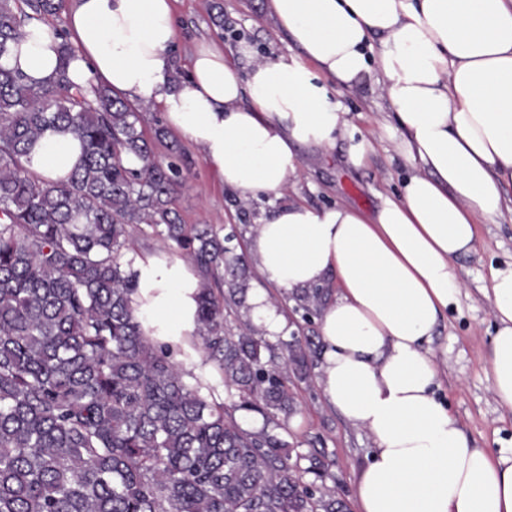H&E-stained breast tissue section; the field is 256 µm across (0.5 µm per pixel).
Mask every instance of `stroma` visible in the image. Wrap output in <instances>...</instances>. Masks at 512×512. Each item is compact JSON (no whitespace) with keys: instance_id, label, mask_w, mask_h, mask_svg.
Wrapping results in <instances>:
<instances>
[{"instance_id":"stroma-1","label":"stroma","mask_w":512,"mask_h":512,"mask_svg":"<svg viewBox=\"0 0 512 512\" xmlns=\"http://www.w3.org/2000/svg\"><path fill=\"white\" fill-rule=\"evenodd\" d=\"M224 10V26L211 20L212 2ZM177 27L172 76L181 82L188 76L187 58L200 43L219 39L225 54L239 42L254 46L264 56L288 52L292 41L270 21L266 0H172ZM331 96L340 104L348 122L347 133L338 135L334 149L313 146L297 149L300 172L280 197L261 195L249 200L225 188L200 154L182 146L184 185L175 207L187 224L236 229L235 254L246 251L247 230L260 218L288 202L313 208L346 205L371 214L382 197L398 196L411 168L393 149L400 130L390 110L370 83L356 90L336 88ZM370 140L373 149L359 167L347 163L345 149L350 136ZM512 262V216L477 227L475 250L457 261L462 287L439 324L430 344L439 363L438 393L461 425L472 447L492 456L512 457V411L501 407L489 377L494 318L484 296L491 268ZM319 366H312L304 381H294L296 411L288 419L287 441L305 453L324 451L336 474V492L354 502L359 469L368 460L373 442L368 433L348 422L330 407L318 384Z\"/></svg>"}]
</instances>
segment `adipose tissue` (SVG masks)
<instances>
[{"label": "adipose tissue", "mask_w": 512, "mask_h": 512, "mask_svg": "<svg viewBox=\"0 0 512 512\" xmlns=\"http://www.w3.org/2000/svg\"><path fill=\"white\" fill-rule=\"evenodd\" d=\"M267 12L299 55L257 59L239 43L243 75L223 46L204 43L175 84L172 0H73L71 80L157 106L247 200L280 194L298 172L297 146H335L346 121L331 86L374 79L401 130L394 148L416 166L401 196L369 216L280 206L257 225L249 257L286 294L338 287L320 313V384L373 441L355 483L357 512H512V462L471 446L436 393L429 348L460 287L457 258L474 250L481 220L512 208V0H267ZM60 43L54 26L31 21L0 65L48 80ZM79 155L72 136L49 131L29 166L56 179ZM132 266L131 307L144 334L188 346L200 288L193 265L162 249ZM487 297L497 323L493 389L512 410V263L492 269ZM249 304L265 336L284 335L286 318L266 291H253Z\"/></svg>", "instance_id": "ef3b65f1"}]
</instances>
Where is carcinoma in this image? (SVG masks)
<instances>
[{"mask_svg": "<svg viewBox=\"0 0 512 512\" xmlns=\"http://www.w3.org/2000/svg\"><path fill=\"white\" fill-rule=\"evenodd\" d=\"M12 2L0 0V56L30 14L60 8ZM73 60L65 40L42 84L0 66V512H347L326 458L294 455L280 435L294 411L290 378L309 377L318 347L295 336L272 344L251 323L224 327L225 312L245 306L246 261L213 227L182 223V173L156 160L164 131L146 135V108L75 86ZM48 130L81 145L56 180L28 166ZM144 225L198 273L191 347L225 401L176 360L190 354L145 336L132 312L138 279L124 255ZM327 295L305 289L295 310L308 320ZM239 410L263 427H244Z\"/></svg>", "mask_w": 512, "mask_h": 512, "instance_id": "carcinoma-1", "label": "carcinoma"}]
</instances>
